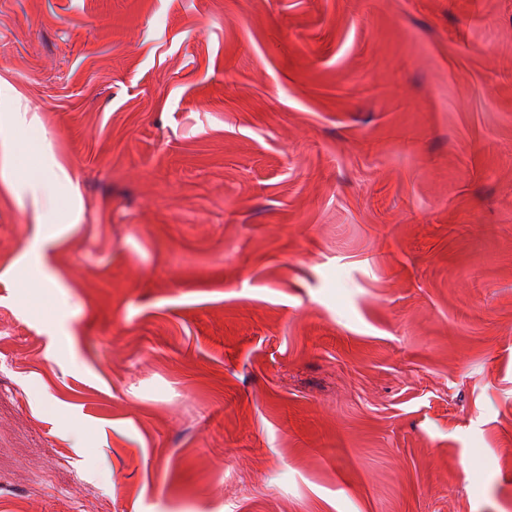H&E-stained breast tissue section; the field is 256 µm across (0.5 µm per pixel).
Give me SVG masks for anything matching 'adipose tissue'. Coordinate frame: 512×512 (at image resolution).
Returning a JSON list of instances; mask_svg holds the SVG:
<instances>
[{"label":"adipose tissue","instance_id":"ef3b65f1","mask_svg":"<svg viewBox=\"0 0 512 512\" xmlns=\"http://www.w3.org/2000/svg\"><path fill=\"white\" fill-rule=\"evenodd\" d=\"M44 142L34 120L27 117L19 90L0 78V164L6 169L0 181L28 199L37 226L27 260L14 268L12 276L20 299L36 303L45 302L54 285L39 264L41 246L58 237L61 225L80 220L77 187L62 164L47 159Z\"/></svg>","mask_w":512,"mask_h":512}]
</instances>
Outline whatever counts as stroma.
I'll return each instance as SVG.
<instances>
[{
	"label": "stroma",
	"instance_id": "stroma-1",
	"mask_svg": "<svg viewBox=\"0 0 512 512\" xmlns=\"http://www.w3.org/2000/svg\"><path fill=\"white\" fill-rule=\"evenodd\" d=\"M0 77L81 203L41 313L0 188V512H512V0H0Z\"/></svg>",
	"mask_w": 512,
	"mask_h": 512
}]
</instances>
